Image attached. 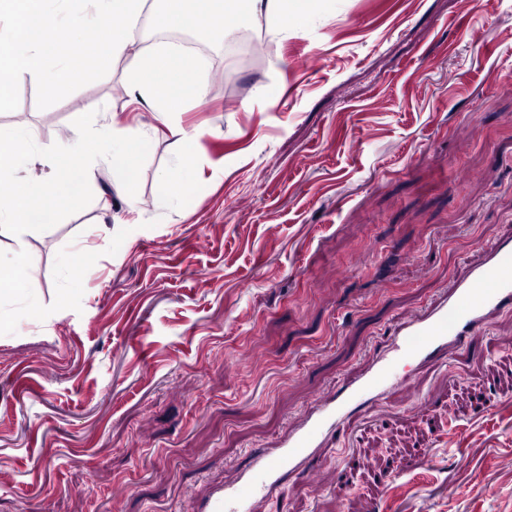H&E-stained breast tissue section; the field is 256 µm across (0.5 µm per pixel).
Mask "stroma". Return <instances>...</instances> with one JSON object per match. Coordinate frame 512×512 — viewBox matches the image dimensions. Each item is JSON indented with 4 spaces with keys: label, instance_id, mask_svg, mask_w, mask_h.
Wrapping results in <instances>:
<instances>
[{
    "label": "stroma",
    "instance_id": "35a3bbf8",
    "mask_svg": "<svg viewBox=\"0 0 512 512\" xmlns=\"http://www.w3.org/2000/svg\"><path fill=\"white\" fill-rule=\"evenodd\" d=\"M203 43L206 94L173 115L202 134L192 158L133 103L127 54L45 109L22 74L0 113L46 147L91 110L150 142L135 197L96 161L92 202L25 238L45 306L59 250L100 258L81 311L0 335V512H187L512 234V0H316L286 31L250 20ZM411 383L257 512H512V310ZM429 444L382 486L387 460Z\"/></svg>",
    "mask_w": 512,
    "mask_h": 512
}]
</instances>
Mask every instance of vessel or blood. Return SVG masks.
Returning a JSON list of instances; mask_svg holds the SVG:
<instances>
[{"label": "vessel or blood", "instance_id": "obj_1", "mask_svg": "<svg viewBox=\"0 0 512 512\" xmlns=\"http://www.w3.org/2000/svg\"><path fill=\"white\" fill-rule=\"evenodd\" d=\"M481 251V261L469 265L447 292L395 327L387 351L368 359L336 392L314 394L294 429L251 453L236 479L214 487L192 512H254V501L279 488L286 476L315 481L312 462L357 409L373 406L397 385L401 363L419 366L450 358L475 339L490 314L511 307L512 235Z\"/></svg>", "mask_w": 512, "mask_h": 512}]
</instances>
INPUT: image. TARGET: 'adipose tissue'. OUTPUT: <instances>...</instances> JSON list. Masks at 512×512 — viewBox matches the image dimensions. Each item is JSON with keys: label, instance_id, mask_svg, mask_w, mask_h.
<instances>
[{"label": "adipose tissue", "instance_id": "obj_1", "mask_svg": "<svg viewBox=\"0 0 512 512\" xmlns=\"http://www.w3.org/2000/svg\"><path fill=\"white\" fill-rule=\"evenodd\" d=\"M156 23L162 28L207 26L210 14L237 13L246 20H265L280 28L288 14L296 13L307 0H155ZM193 64L182 53L162 48L155 55L136 60L125 78L137 103L157 113L178 136L188 151L200 146V135L171 122V105L179 100H196L205 93L203 83L192 75Z\"/></svg>", "mask_w": 512, "mask_h": 512}]
</instances>
